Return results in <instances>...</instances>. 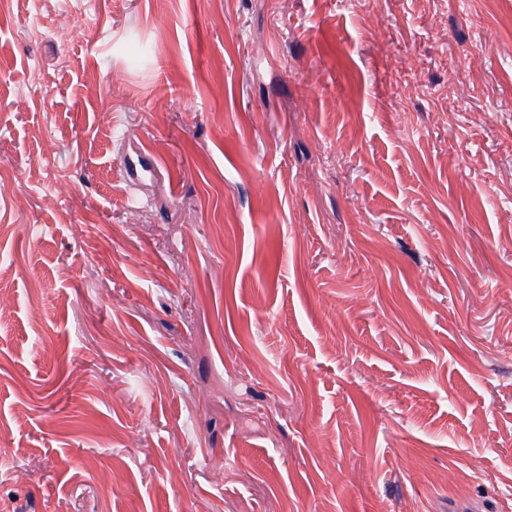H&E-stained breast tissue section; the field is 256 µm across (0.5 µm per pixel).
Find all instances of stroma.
I'll return each mask as SVG.
<instances>
[{
    "label": "stroma",
    "mask_w": 512,
    "mask_h": 512,
    "mask_svg": "<svg viewBox=\"0 0 512 512\" xmlns=\"http://www.w3.org/2000/svg\"><path fill=\"white\" fill-rule=\"evenodd\" d=\"M0 512H512V0H0Z\"/></svg>",
    "instance_id": "stroma-1"
}]
</instances>
